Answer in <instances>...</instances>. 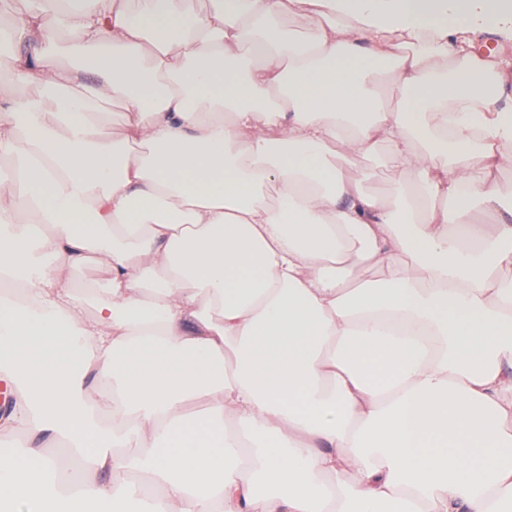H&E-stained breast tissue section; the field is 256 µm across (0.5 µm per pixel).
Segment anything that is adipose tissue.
Segmentation results:
<instances>
[{"label":"adipose tissue","mask_w":512,"mask_h":512,"mask_svg":"<svg viewBox=\"0 0 512 512\" xmlns=\"http://www.w3.org/2000/svg\"><path fill=\"white\" fill-rule=\"evenodd\" d=\"M22 3L0 512H512V5ZM386 149L380 146L376 150L375 158L364 166L366 174L365 186L375 193L386 194L391 182L399 176V172L387 160Z\"/></svg>","instance_id":"obj_1"}]
</instances>
